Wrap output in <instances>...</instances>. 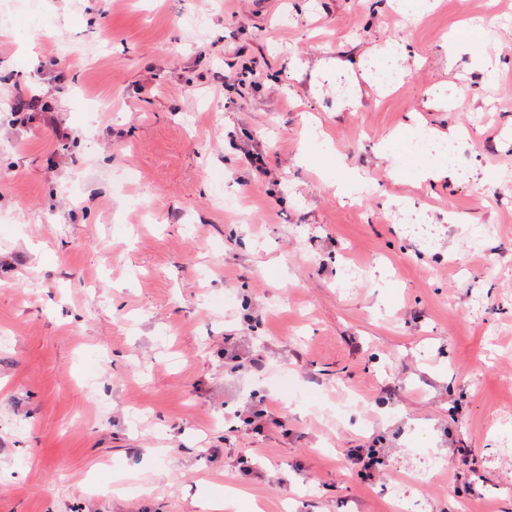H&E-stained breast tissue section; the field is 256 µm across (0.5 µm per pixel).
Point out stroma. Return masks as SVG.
Wrapping results in <instances>:
<instances>
[{
	"instance_id": "stroma-1",
	"label": "stroma",
	"mask_w": 512,
	"mask_h": 512,
	"mask_svg": "<svg viewBox=\"0 0 512 512\" xmlns=\"http://www.w3.org/2000/svg\"><path fill=\"white\" fill-rule=\"evenodd\" d=\"M392 2L0 0V512H512V0ZM378 451L375 448H350L347 450V456L360 465V474L364 478H371L374 476L377 465L382 462L378 458Z\"/></svg>"
}]
</instances>
